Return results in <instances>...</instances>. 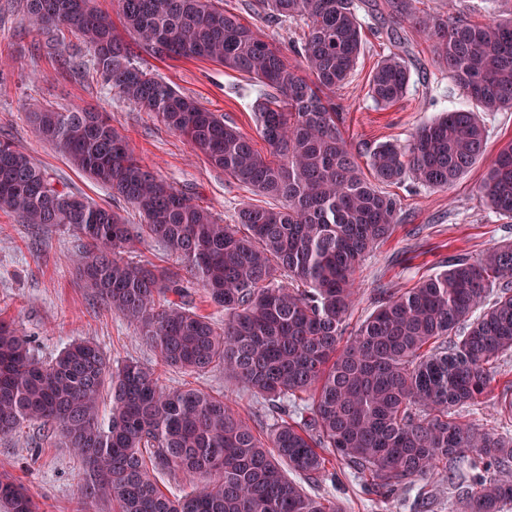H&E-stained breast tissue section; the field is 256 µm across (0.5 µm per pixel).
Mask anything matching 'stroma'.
I'll list each match as a JSON object with an SVG mask.
<instances>
[{
  "label": "stroma",
  "mask_w": 512,
  "mask_h": 512,
  "mask_svg": "<svg viewBox=\"0 0 512 512\" xmlns=\"http://www.w3.org/2000/svg\"><path fill=\"white\" fill-rule=\"evenodd\" d=\"M414 6L440 17L458 11L474 22L512 12V0H415ZM358 15L365 29V48L349 82L336 92V101L346 113L343 132L348 141L363 148L402 144L421 124L464 105L447 71L408 24H396L386 10L368 8L365 0H360ZM45 40L41 31L28 25L21 0H0V137L30 154L59 188L121 209L131 223L139 221L130 205L113 200L108 189L76 171L39 135L27 118L37 106L58 111L80 106L107 113L143 165L190 193L223 222H230L241 203L267 204V197L255 195L211 167L203 154L152 113L121 98L95 72L71 74L66 60L90 57L79 36L60 33L52 50L46 48ZM391 53L408 61L411 82L401 102L383 109L367 97L366 83L380 58ZM139 63L192 96L201 107L222 114L225 123L256 136L252 105L261 89L247 77L201 59L144 54ZM483 120L486 157L453 186L432 190L409 180L390 186V194L400 202V220L356 273L360 294L346 321L348 331H356L373 311L379 290L413 287L443 270L452 256L475 258L512 242V219L488 207L479 193L491 158L512 141V112H487ZM78 245L77 237L63 228L37 229L0 211V317L29 336L36 354L48 360L73 341H92L111 364L139 362L167 387L187 384L227 395L255 432L267 435L272 417L267 403L242 390L223 368L198 375L162 366L134 325L112 314L82 288L68 262ZM335 471V481L319 486L308 483L305 491L336 500L342 512H413L418 482L400 486L380 501L344 465H336ZM0 473L22 482L40 512H112L111 503L104 500L78 505L75 491L83 476L81 461L59 441L42 438L36 426L0 438Z\"/></svg>",
  "instance_id": "1"
}]
</instances>
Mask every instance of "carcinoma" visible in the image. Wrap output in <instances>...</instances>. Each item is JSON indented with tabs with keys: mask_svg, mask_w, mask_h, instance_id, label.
Masks as SVG:
<instances>
[{
	"mask_svg": "<svg viewBox=\"0 0 512 512\" xmlns=\"http://www.w3.org/2000/svg\"><path fill=\"white\" fill-rule=\"evenodd\" d=\"M24 2L48 45L61 29L80 35L111 89L155 114L213 168L280 205L243 204L233 223H221L144 166L100 113L75 107L29 119L143 223L58 189L9 139L0 140V210L74 233L80 247L72 264L83 287L134 325L163 365L198 374L224 366L271 404L273 424L263 440L226 396L164 387L135 361L112 367L90 341L44 362L0 318V437L32 424L73 449L87 475L79 503L105 499L112 512H341L283 469L322 482L330 475L323 448L384 499L405 481L439 475L458 512H504L512 504V437L455 412L489 397L493 358L512 353V243L476 259L455 256L413 288L380 292L351 336L346 320L357 269L399 220L398 202L382 186L408 178L449 188L485 155L480 113L512 110V16L476 24L419 15L412 0H385L431 44L469 106L443 113L404 144L364 153L344 137L332 99L364 49L354 0H254L258 16L300 26L288 44L307 79L214 0H116L133 47L92 0ZM137 49L213 61L258 83L253 111L266 151L143 69ZM410 79L406 60L390 54L372 69L367 94L393 106ZM480 194L512 219V143L490 163ZM147 239L178 266L125 258ZM196 286L224 312V326L196 311ZM462 462L478 473L462 471ZM159 473L182 475L186 487L164 492ZM0 507L38 512L28 490L7 477Z\"/></svg>",
	"mask_w": 512,
	"mask_h": 512,
	"instance_id": "1",
	"label": "carcinoma"
}]
</instances>
